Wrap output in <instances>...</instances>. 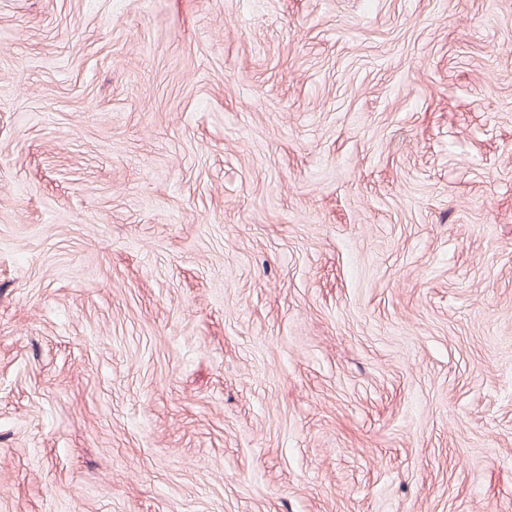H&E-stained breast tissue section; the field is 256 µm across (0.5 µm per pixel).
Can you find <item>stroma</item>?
Wrapping results in <instances>:
<instances>
[{
    "mask_svg": "<svg viewBox=\"0 0 512 512\" xmlns=\"http://www.w3.org/2000/svg\"><path fill=\"white\" fill-rule=\"evenodd\" d=\"M0 512H512V0H0Z\"/></svg>",
    "mask_w": 512,
    "mask_h": 512,
    "instance_id": "35a3bbf8",
    "label": "stroma"
}]
</instances>
